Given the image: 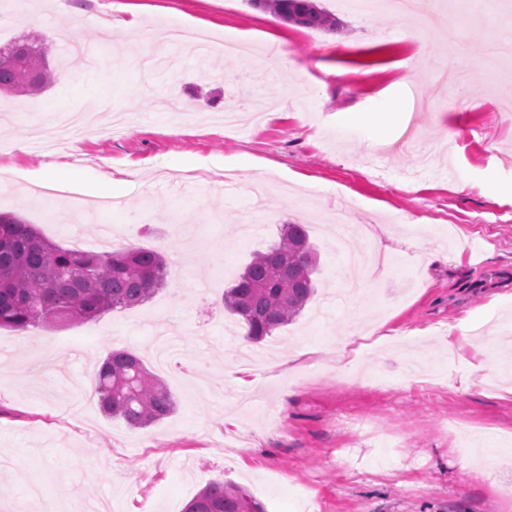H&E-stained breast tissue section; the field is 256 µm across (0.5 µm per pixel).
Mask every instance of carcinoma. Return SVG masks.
I'll list each match as a JSON object with an SVG mask.
<instances>
[{"label":"carcinoma","mask_w":512,"mask_h":512,"mask_svg":"<svg viewBox=\"0 0 512 512\" xmlns=\"http://www.w3.org/2000/svg\"><path fill=\"white\" fill-rule=\"evenodd\" d=\"M287 23L331 29L334 19L316 0H251ZM54 82L41 39L0 48V94L38 95ZM316 249L302 224H283L278 240L256 253L224 290V309L260 342L293 321L315 292ZM167 263L155 250L90 252L42 237L14 214L0 213V328L85 324L107 311L141 305L163 287ZM101 411L145 428L175 409L164 383L141 358L114 350L94 374ZM183 512H265L233 484L210 482Z\"/></svg>","instance_id":"1"}]
</instances>
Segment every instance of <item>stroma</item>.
<instances>
[{
  "instance_id": "obj_1",
  "label": "stroma",
  "mask_w": 512,
  "mask_h": 512,
  "mask_svg": "<svg viewBox=\"0 0 512 512\" xmlns=\"http://www.w3.org/2000/svg\"><path fill=\"white\" fill-rule=\"evenodd\" d=\"M68 2L69 17L47 8L28 21L0 5V46L41 33L56 75L39 95H0L16 114L0 125V212L69 247L66 194L78 193L111 225L113 247L134 237L183 279L88 324L0 329V458L12 462L0 468V512H16L33 485L60 512L105 499L112 512H183L212 481L245 488L266 512H512V114L496 111L477 65L498 34L490 0L475 11L456 0L444 33L331 0L318 2L332 31L250 0ZM129 9L139 30L100 40L97 16ZM160 20L214 42L246 35L253 51L166 47ZM458 33L475 62L468 107L418 108L407 86L437 78ZM273 40L307 76L269 77L258 60ZM49 165L66 191L30 200L26 180ZM131 169L140 184L102 205L101 181ZM341 207L343 239L332 222ZM286 221L318 250L317 294L252 343L198 289L224 290ZM45 337L65 344L71 382L37 369ZM298 345L308 356L289 360ZM242 346L253 366L238 361ZM122 348L164 381L174 413L133 429L93 401L70 420L72 384ZM352 418L391 430L399 448L354 441ZM215 437L236 446L232 460ZM350 443L347 464L339 450Z\"/></svg>"
}]
</instances>
